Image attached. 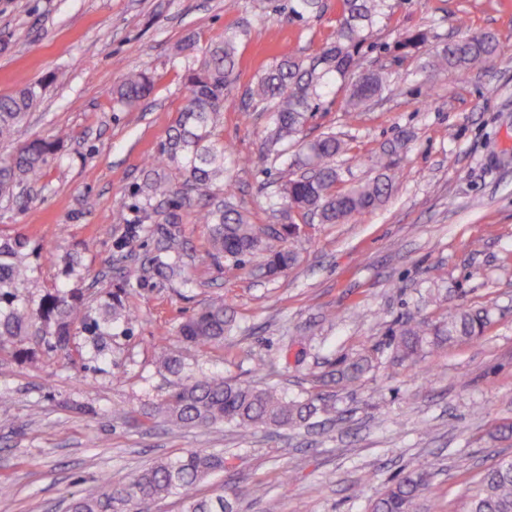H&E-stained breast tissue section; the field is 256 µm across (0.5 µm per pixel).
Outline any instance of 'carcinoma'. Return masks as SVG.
Wrapping results in <instances>:
<instances>
[{
  "mask_svg": "<svg viewBox=\"0 0 512 512\" xmlns=\"http://www.w3.org/2000/svg\"><path fill=\"white\" fill-rule=\"evenodd\" d=\"M288 18L301 21L318 12L319 0H289ZM392 9L390 0H339L336 29L331 41L314 57L283 55L267 65L250 91L253 108L271 116L268 151L286 155L288 142L296 140L307 114L316 111L321 99L335 86L350 78L363 49L370 46L372 29L379 18ZM426 40L419 31L399 42L405 54L420 49ZM240 32L232 27L224 37L198 51L195 43L182 45L185 58V84L188 94L178 117L170 126L156 156L146 162V177L137 188L138 200L132 209L151 217L162 215L152 229L156 250L148 255L143 272L158 282L180 277L182 213L194 211L207 227V246L197 254L202 264L230 258L241 265L265 256L269 274L282 272L297 261L294 251L283 245L294 234L291 226L276 234L279 246L268 243L266 230L252 224L249 216L232 201V181L226 176L224 161L228 147L217 127L224 112V87L237 68ZM499 51L498 38L489 32L458 38L428 54L419 71L429 81L441 69L482 68ZM386 77L366 71L351 82L346 106L365 107L384 90ZM152 90L151 76L131 72L112 90V103L134 109ZM42 95V84L25 83L14 93L0 96V141L12 140L16 129ZM345 144L334 134L303 145L301 164L307 172L282 184L278 196L288 210L317 218L321 224H344L381 207L393 190V177L384 173L391 162L385 153L372 159L383 170L372 181L336 190L339 175L336 156ZM57 154L50 139H38L18 146L0 162V198L19 209L31 200V188L39 184L44 169ZM28 237L22 229L0 236V350L9 348L17 357L31 353L29 340L55 352L68 349L74 325L85 306L84 294L74 289L47 293L36 311L19 305L20 288L28 279L25 262ZM129 289L118 285L105 291L107 300L99 304L97 316L83 317L81 326L91 336L105 326L129 318L126 301ZM488 312L482 307L457 309L446 320L431 325L424 320H406L392 331L394 359L412 361L428 344L473 340L483 335ZM232 326L227 305L213 298L189 315L177 329L180 341L188 347L224 344ZM370 368L366 358L356 359L338 370L339 380L357 381ZM319 408L312 400L288 397L274 386L258 387L224 377L201 374L183 376L164 401L145 413L157 416L173 427H207L232 423L244 431L256 428H288L307 422ZM224 469V455L206 449L186 451L162 458L132 473L120 484L104 478L74 496L67 512H142L145 505L175 496L183 512H236L228 495L200 496L197 487L212 473ZM431 478V466L410 470L394 485L377 494L369 512H415L417 500ZM467 512H512V458L499 460L488 468L468 497Z\"/></svg>",
  "mask_w": 512,
  "mask_h": 512,
  "instance_id": "cac0c4a2",
  "label": "carcinoma"
}]
</instances>
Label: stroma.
I'll return each mask as SVG.
<instances>
[{"instance_id":"1","label":"stroma","mask_w":512,"mask_h":512,"mask_svg":"<svg viewBox=\"0 0 512 512\" xmlns=\"http://www.w3.org/2000/svg\"><path fill=\"white\" fill-rule=\"evenodd\" d=\"M288 0H0V96L44 85L17 143L49 138L47 167L25 210L0 201V235L24 228L31 268L23 303L56 288L96 294L129 281V321L102 335L77 333L68 353L36 348L25 362L0 355V512H65L94 481L125 480L154 461L194 448L223 452L224 469L198 488L237 495V512H368L402 471L432 467L418 512H464L486 467L512 456V0H398L373 29L363 67L390 79L381 99L346 112L344 85L309 117L305 141L333 133L348 145L338 188L372 177L371 158L395 148L401 170L379 209L345 224L307 223L290 244L295 265L267 275L260 259L190 265L178 278L138 284L154 248L153 220L132 223L130 195L178 116L187 89L179 48H205L239 27V66L224 91L218 132L234 200L252 223L283 220L269 203L290 171L264 149L267 113L248 92L273 58L312 56L336 27L337 0L290 21ZM496 32L497 57L480 70H450L424 85L423 55L396 42L415 30L427 48L460 30ZM132 70L154 78L147 100L115 109L112 89ZM74 255L73 266L64 256ZM230 306L223 345L184 347L183 318L209 299ZM488 307L476 340L426 347L412 364L392 362L391 328L411 316L436 324L459 306ZM182 354L191 367L289 396L323 399L328 412L288 429L242 432L145 426L177 381L157 363ZM371 368L337 383L344 360ZM275 363L258 372L260 361Z\"/></svg>"}]
</instances>
